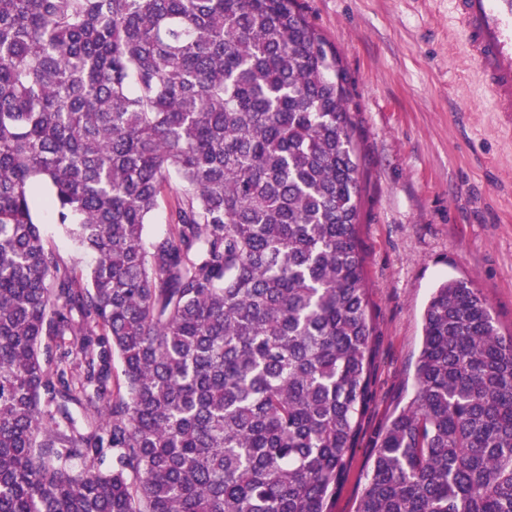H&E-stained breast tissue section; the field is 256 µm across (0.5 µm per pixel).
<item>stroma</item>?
<instances>
[{
  "label": "stroma",
  "mask_w": 512,
  "mask_h": 512,
  "mask_svg": "<svg viewBox=\"0 0 512 512\" xmlns=\"http://www.w3.org/2000/svg\"><path fill=\"white\" fill-rule=\"evenodd\" d=\"M299 4L340 58L361 160L372 394L330 502L355 512L373 438L413 395L433 288L473 281L499 333L512 335V123L492 111L450 0Z\"/></svg>",
  "instance_id": "stroma-1"
}]
</instances>
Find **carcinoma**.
Segmentation results:
<instances>
[{"mask_svg":"<svg viewBox=\"0 0 512 512\" xmlns=\"http://www.w3.org/2000/svg\"><path fill=\"white\" fill-rule=\"evenodd\" d=\"M347 100L298 0H0V512H329L374 340ZM357 512H512V335L470 280ZM41 226L48 244L55 247L67 264L75 263L84 268L93 262V255L89 253H76L57 233L52 216L47 210L41 212Z\"/></svg>","mask_w":512,"mask_h":512,"instance_id":"obj_1","label":"carcinoma"}]
</instances>
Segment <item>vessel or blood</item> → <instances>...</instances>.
<instances>
[{
  "label": "vessel or blood",
  "instance_id": "b4317fda",
  "mask_svg": "<svg viewBox=\"0 0 512 512\" xmlns=\"http://www.w3.org/2000/svg\"><path fill=\"white\" fill-rule=\"evenodd\" d=\"M493 111L512 115V0H452Z\"/></svg>",
  "mask_w": 512,
  "mask_h": 512
}]
</instances>
